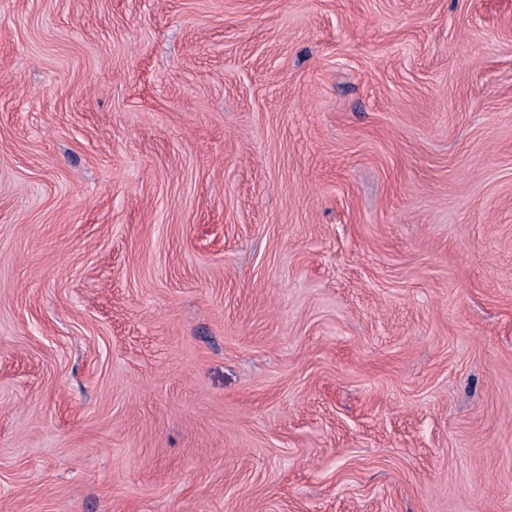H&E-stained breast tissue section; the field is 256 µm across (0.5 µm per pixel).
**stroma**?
Returning <instances> with one entry per match:
<instances>
[{
    "instance_id": "35a3bbf8",
    "label": "stroma",
    "mask_w": 512,
    "mask_h": 512,
    "mask_svg": "<svg viewBox=\"0 0 512 512\" xmlns=\"http://www.w3.org/2000/svg\"><path fill=\"white\" fill-rule=\"evenodd\" d=\"M0 512H512V0H0Z\"/></svg>"
}]
</instances>
